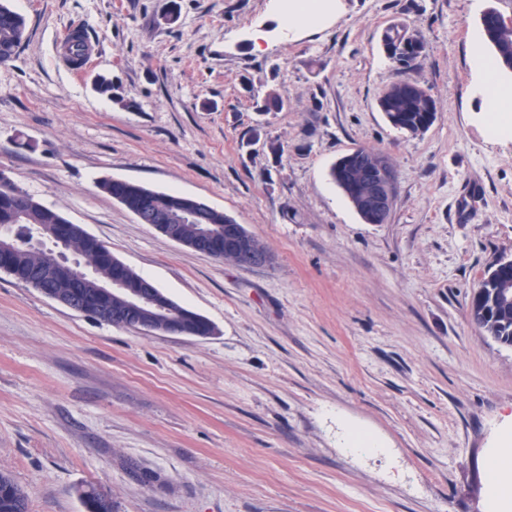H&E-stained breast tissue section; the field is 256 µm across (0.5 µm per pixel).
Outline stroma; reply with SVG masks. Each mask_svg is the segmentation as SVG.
<instances>
[{"instance_id": "35a3bbf8", "label": "stroma", "mask_w": 512, "mask_h": 512, "mask_svg": "<svg viewBox=\"0 0 512 512\" xmlns=\"http://www.w3.org/2000/svg\"><path fill=\"white\" fill-rule=\"evenodd\" d=\"M7 3L27 29L0 64V167L215 327L147 334L0 274V470L29 512H84L89 483L114 512H486L485 457L512 437V348L469 317L512 257V138L487 136L472 66L494 0H340L291 35L275 0ZM393 26L426 43L406 73ZM402 78L436 105L417 137L378 105ZM357 147L392 164L386 223L330 175ZM103 178L201 199L274 262L179 245ZM350 426L383 452H345Z\"/></svg>"}]
</instances>
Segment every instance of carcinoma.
I'll list each match as a JSON object with an SVG mask.
<instances>
[{
  "instance_id": "1",
  "label": "carcinoma",
  "mask_w": 512,
  "mask_h": 512,
  "mask_svg": "<svg viewBox=\"0 0 512 512\" xmlns=\"http://www.w3.org/2000/svg\"><path fill=\"white\" fill-rule=\"evenodd\" d=\"M26 31L25 18L12 10L6 4L0 2V63L11 61L17 54V49L22 44ZM415 37L407 35L406 31L397 27H390L384 34V43L388 54L400 66L407 70L416 65L417 56L414 54ZM66 56L71 65H76V60L82 58L89 50L88 40L84 31L74 39H67ZM493 58L499 68L512 71V27L500 29L491 45ZM426 91L421 89L416 81L401 79L388 86L379 98L381 111L385 112L388 121L396 128L407 132L412 136L423 134L434 122L436 116L435 106H427ZM342 182L352 198H357L362 193V182L358 171L349 167L342 170ZM100 188L114 196L121 195L126 203V208L131 209L138 202L141 194L151 192V189L140 185L115 186L108 180L100 183ZM184 204L181 196L172 193H161L154 202L143 207V224H155V212L165 210L172 206ZM61 214L44 207L36 202L32 204L28 212L30 224H57ZM14 273L16 279L27 280L31 274L43 263V254L29 250L26 245L18 246L12 255ZM493 322L483 325V332L494 342L501 346L512 347V303L507 307L497 306ZM20 486L12 477L0 471V512H27V501L20 500L17 491Z\"/></svg>"
}]
</instances>
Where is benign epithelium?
I'll use <instances>...</instances> for the list:
<instances>
[{
    "label": "benign epithelium",
    "mask_w": 512,
    "mask_h": 512,
    "mask_svg": "<svg viewBox=\"0 0 512 512\" xmlns=\"http://www.w3.org/2000/svg\"><path fill=\"white\" fill-rule=\"evenodd\" d=\"M394 173L388 159L379 156L373 163L368 180V189L363 202L358 208L361 219L366 224H383L386 222L393 200ZM193 216L203 222L195 240L196 252L214 256L220 252L230 251L237 264L245 267L261 268L272 263L269 251H258L247 236L233 231V227L224 225L220 229L206 224L205 206L201 200L193 199L191 204ZM161 223L154 228L171 240L182 243L178 215L164 211ZM17 225H0V272L13 274L9 255L18 242ZM73 235L84 236L86 231L78 224L65 220L63 224L37 226L27 234V247L44 253L46 263L36 271L27 284L58 303L86 313L93 318L147 333H164L173 335L196 336L198 332L187 329L190 320L202 319L196 312L175 305L174 301L158 290L139 284L124 274L127 264L106 250V256L115 271L97 283L98 302L91 308L85 307L77 296L76 287L94 274V270L71 251L68 240ZM65 278L72 288L62 290L56 287L57 281ZM473 308L472 322L482 326L481 320L489 317V308L494 303H486L484 295L475 293L470 300ZM84 512H101L100 507L108 504L106 491L99 487L96 500L81 497Z\"/></svg>",
    "instance_id": "benign-epithelium-1"
}]
</instances>
